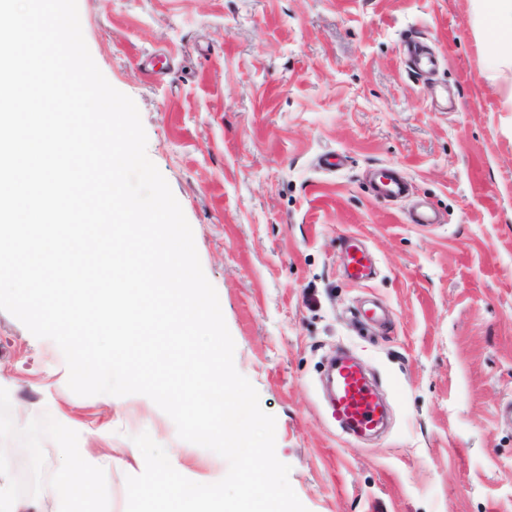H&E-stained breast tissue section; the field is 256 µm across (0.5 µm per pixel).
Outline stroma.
<instances>
[{"instance_id": "1", "label": "stroma", "mask_w": 512, "mask_h": 512, "mask_svg": "<svg viewBox=\"0 0 512 512\" xmlns=\"http://www.w3.org/2000/svg\"><path fill=\"white\" fill-rule=\"evenodd\" d=\"M89 51L133 98L147 153L190 223L235 342L237 370L276 418V455L307 512H512V67L476 0H78ZM415 32L431 81L406 69ZM164 59L163 75L152 63ZM327 151L344 165L316 164ZM398 169L386 202L372 173ZM443 221L408 223L416 201ZM375 254L344 275L346 239ZM391 321L363 331L364 298ZM376 375L391 420L359 441L320 384L336 350ZM0 484L67 512L58 483L83 449L99 512H126L146 432L193 481L225 474L148 397H83L58 346L0 310Z\"/></svg>"}]
</instances>
